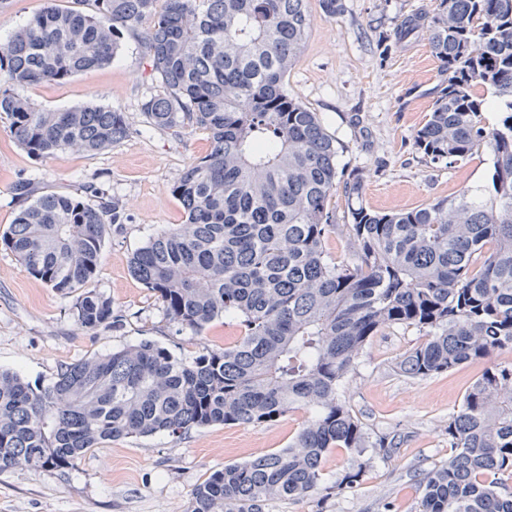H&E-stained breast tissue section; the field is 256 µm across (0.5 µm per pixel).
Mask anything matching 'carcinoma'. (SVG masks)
<instances>
[{
  "mask_svg": "<svg viewBox=\"0 0 512 512\" xmlns=\"http://www.w3.org/2000/svg\"><path fill=\"white\" fill-rule=\"evenodd\" d=\"M93 0V9L49 4L0 47V119L34 159L97 153L130 133L117 108L46 110L19 89L64 82L112 64L133 38L159 91L141 112L160 130L208 131L207 154L171 187L184 223L131 256V275L153 292L166 319L195 335L240 319L235 344L186 359L150 339L68 364L47 384L0 370V473L53 472L121 438L193 427L251 425L298 409L313 417L288 447L224 465L197 485L190 512H263L356 484L352 464L331 485L322 463L335 448H391L369 436L340 389L370 339L389 326L425 341L399 363L413 377L438 376L512 349V0H437L420 22L440 61L433 103L415 144L434 166L484 150L490 185L412 210L379 213L344 183L354 260L336 264V138L317 113L288 94L286 79L311 26L309 0ZM498 100L495 124L484 111ZM33 179L13 187L23 208L0 235L30 275L73 299L76 324L110 329L112 299L92 288L118 199L34 197ZM457 453L430 470L419 512H512V366H489L448 422Z\"/></svg>",
  "mask_w": 512,
  "mask_h": 512,
  "instance_id": "1",
  "label": "carcinoma"
}]
</instances>
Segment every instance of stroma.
I'll list each match as a JSON object with an SVG mask.
<instances>
[{
    "label": "stroma",
    "instance_id": "35a3bbf8",
    "mask_svg": "<svg viewBox=\"0 0 512 512\" xmlns=\"http://www.w3.org/2000/svg\"><path fill=\"white\" fill-rule=\"evenodd\" d=\"M327 15L310 0L312 25L288 74V92L318 112L341 144L340 180L359 177L362 203L388 213L412 209L461 190L486 185L491 156L482 151L450 168L425 160L415 133L431 105L427 89L439 62L427 30L383 49L378 37L403 18L430 13L434 0H338ZM151 72L134 40H125L111 65L71 79L24 88L39 106L65 109L88 103L121 109L130 135L96 154L63 153L32 159L0 122V233L21 209L15 182L35 176L41 194L88 197L96 186L124 205L127 220L113 230L102 252L94 286L112 299L120 327L80 328L71 301L31 276L0 244V368L35 382L61 366L148 338L179 357L235 343L239 321L227 316L200 335L170 324L156 296L129 271L132 253L155 233L183 221L171 187L184 168L206 154V130L149 128L140 100L152 92ZM415 328H384L366 345L342 394L370 439L396 438L393 448L333 450L323 462L328 479L363 463L359 482L341 493L276 499L264 512H418L424 474L453 454L448 422L488 363L512 364V350L491 361L471 362L430 378L402 374L397 363L419 345ZM297 410L249 426L192 428L180 437L156 434L93 448L69 469L0 474V512H189L194 488L224 464L244 462L287 447L309 417Z\"/></svg>",
    "mask_w": 512,
    "mask_h": 512
}]
</instances>
